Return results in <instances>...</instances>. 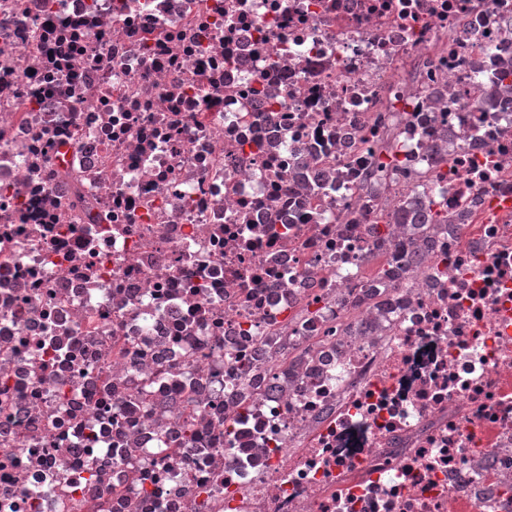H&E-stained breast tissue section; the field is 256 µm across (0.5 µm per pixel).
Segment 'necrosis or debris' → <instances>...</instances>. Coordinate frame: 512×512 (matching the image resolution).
Returning a JSON list of instances; mask_svg holds the SVG:
<instances>
[{"instance_id": "1", "label": "necrosis or debris", "mask_w": 512, "mask_h": 512, "mask_svg": "<svg viewBox=\"0 0 512 512\" xmlns=\"http://www.w3.org/2000/svg\"><path fill=\"white\" fill-rule=\"evenodd\" d=\"M0 512H512V0H0Z\"/></svg>"}]
</instances>
